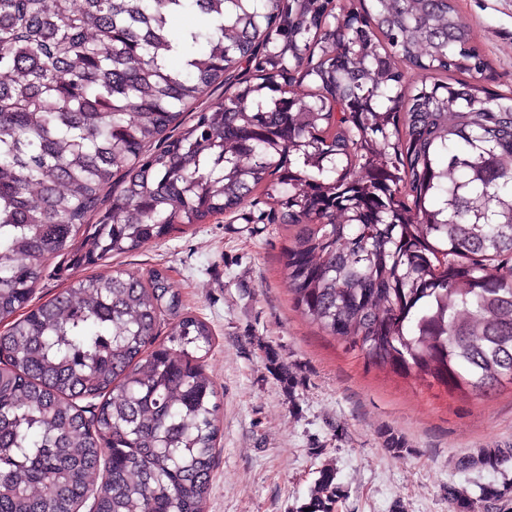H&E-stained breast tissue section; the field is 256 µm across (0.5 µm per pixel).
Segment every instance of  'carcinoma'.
I'll use <instances>...</instances> for the list:
<instances>
[{"mask_svg": "<svg viewBox=\"0 0 512 512\" xmlns=\"http://www.w3.org/2000/svg\"><path fill=\"white\" fill-rule=\"evenodd\" d=\"M495 82L455 0H0V512H77L89 485L97 512H202L210 325L160 269L29 303L51 259L93 266L248 204L295 228L294 308L369 366L476 399L512 385V90ZM339 498L326 464L302 508ZM487 503L512 484L448 485L450 512Z\"/></svg>", "mask_w": 512, "mask_h": 512, "instance_id": "obj_1", "label": "carcinoma"}]
</instances>
